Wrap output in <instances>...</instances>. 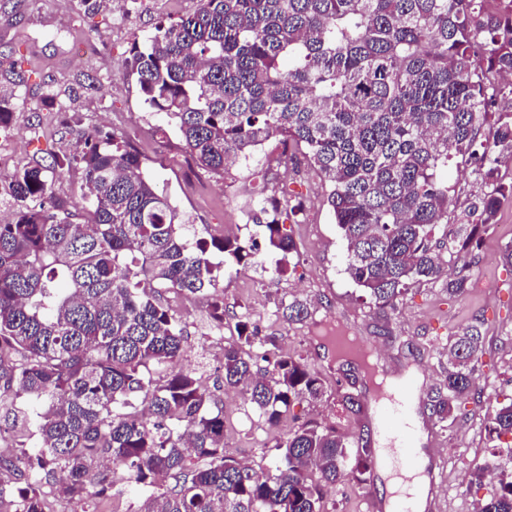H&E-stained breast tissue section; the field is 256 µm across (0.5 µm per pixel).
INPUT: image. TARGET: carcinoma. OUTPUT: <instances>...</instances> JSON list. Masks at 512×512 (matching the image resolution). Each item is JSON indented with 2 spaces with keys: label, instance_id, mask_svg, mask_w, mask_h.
I'll return each instance as SVG.
<instances>
[{
  "label": "carcinoma",
  "instance_id": "carcinoma-1",
  "mask_svg": "<svg viewBox=\"0 0 512 512\" xmlns=\"http://www.w3.org/2000/svg\"><path fill=\"white\" fill-rule=\"evenodd\" d=\"M196 9L134 40L123 78L147 109L163 113L196 164L222 173L277 139L306 157L329 186L326 202L346 242V272L379 313L394 310L414 281L437 282L448 256L478 246L500 196H477L480 223H448V161L463 157L491 180L512 155V112L499 113L492 140L480 138L504 93L495 72L512 77V0H196ZM18 62L0 71V131L11 125ZM48 112L73 99L41 79ZM74 170L87 206L52 193ZM12 209L0 224V390L25 398L34 429L0 471L23 478L13 512H44V488L85 502L110 484L91 462L130 471L142 491L136 512H325L324 490L344 477L359 483L376 449L333 427L306 423L277 446L274 473L257 476L224 454V413L179 368L180 320L162 292L216 287L210 248L236 262L253 246L234 240L189 247V219L145 175L122 135H91L71 156L11 173L3 187ZM269 245L296 252L276 219ZM462 261L445 288L461 296ZM282 319L304 323L307 302L281 303ZM249 325L224 347V387L238 388L271 425L295 398L318 399L322 378L301 357L279 356L253 369ZM484 353L481 325L451 336L448 372L428 396L443 422L476 389ZM163 379H155L159 369ZM359 375L346 377L342 401L358 403ZM489 433L512 434V402L489 415ZM316 469L317 479L309 474ZM174 484L156 489L157 476ZM479 512H512V468Z\"/></svg>",
  "mask_w": 512,
  "mask_h": 512
}]
</instances>
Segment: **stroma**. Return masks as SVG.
Here are the masks:
<instances>
[{
  "label": "stroma",
  "instance_id": "1",
  "mask_svg": "<svg viewBox=\"0 0 512 512\" xmlns=\"http://www.w3.org/2000/svg\"><path fill=\"white\" fill-rule=\"evenodd\" d=\"M195 0H112L108 15L85 18L78 0H0L12 23L0 27V55L21 62L28 93L6 133L8 150L0 152V178L15 169L53 156L72 154L89 134L116 132L140 154L145 174L186 214L190 230L207 240L256 242L251 258L235 262L212 256L215 287L195 295L165 292L163 301L184 326L182 365L199 378L224 413V446L229 456L265 475L273 468L277 446L288 432L309 420L336 428L349 438L373 436L370 406L347 410L336 394L339 365L320 344L324 323L369 345L383 375L417 371V412L424 426L428 461L442 479L444 512H472L484 501L487 484L471 482L470 471L495 464L512 448V436L489 440L485 420L499 404L512 400V267L500 259L512 242V194L502 197L496 216L469 254L471 278L465 292L449 298L442 283L410 284L398 308L380 321L369 298L345 271L346 244L325 202L329 187L310 162L295 157L274 165L282 152L278 141L265 144L250 165L216 174L200 169L164 115L149 111L133 82L122 73L134 38L144 37L162 21L191 13ZM104 34L93 39L87 57L70 51L71 41L91 39L92 24ZM87 75L102 91L83 94L77 102L78 125L64 130L59 116L37 109V85L51 76L73 83ZM448 184L452 203L447 231L476 220L470 204L487 189L473 166L450 162ZM276 219L297 246L296 254L278 258L268 250L263 228L241 223L245 214H259L263 197L279 199ZM283 273H276V266ZM311 303L315 321L290 324L280 317L281 302L293 297ZM224 303V334L215 336L209 322L212 299ZM248 322L258 338L248 354L255 367L265 359L290 354L305 359L324 380L321 399H294L278 426H270L242 394L225 387L224 347L237 339L240 322ZM482 322L486 351L476 367L477 387L462 404L450 429H441L426 407L428 393L443 383L448 366V338L473 322ZM383 492L379 472L367 483L344 478L325 494L326 512H367L369 491ZM140 494L126 468H116L107 495L91 500L94 512H135Z\"/></svg>",
  "mask_w": 512,
  "mask_h": 512
}]
</instances>
